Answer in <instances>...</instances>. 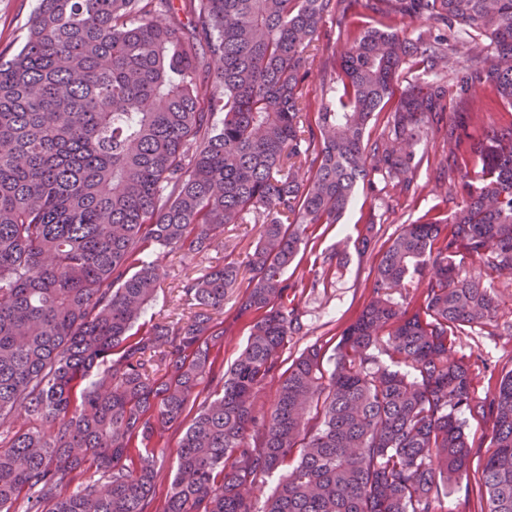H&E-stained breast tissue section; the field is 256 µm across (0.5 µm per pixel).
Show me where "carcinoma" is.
<instances>
[{
	"label": "carcinoma",
	"mask_w": 512,
	"mask_h": 512,
	"mask_svg": "<svg viewBox=\"0 0 512 512\" xmlns=\"http://www.w3.org/2000/svg\"><path fill=\"white\" fill-rule=\"evenodd\" d=\"M184 8L188 30L172 0H39L23 44L0 50V429L44 423L0 446V512H153L155 439L184 421L162 512H438L470 462L461 415L484 413L454 338L494 318L483 279L512 275V0ZM327 16L343 44L316 98L307 60ZM405 65L424 78L397 97ZM475 108L508 118L475 136ZM434 131L454 208L380 251L332 355L314 345L279 371L303 330L283 275L310 230L361 185L416 192ZM249 217L263 231L247 261L188 281L196 311L136 335L161 279L153 252H200ZM376 224L364 216L362 247ZM243 266L250 335L223 371L211 311ZM203 384L214 397L191 415ZM492 412L485 512H512V373ZM276 471L257 506L250 490ZM278 378L269 380L256 394L254 401V410L257 417L261 420L263 416L270 413L271 408L277 397Z\"/></svg>",
	"instance_id": "1"
}]
</instances>
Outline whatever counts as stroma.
<instances>
[{
    "mask_svg": "<svg viewBox=\"0 0 512 512\" xmlns=\"http://www.w3.org/2000/svg\"><path fill=\"white\" fill-rule=\"evenodd\" d=\"M37 0H0V49L18 48L27 32V22ZM426 150L428 163L415 172L418 193L405 200L391 199L389 206L366 190H358L352 208L339 224L316 228V250L299 255L286 276L292 283L294 305L304 329L290 336L281 353L282 366H289L312 345L333 351L340 334L360 314L371 293L374 268L381 246L395 236L401 226L416 220L430 209H445L444 188L438 178L437 162L443 153V141L431 134ZM375 210L381 217L380 231L369 249L355 244V222L360 213ZM258 224H233L225 229L218 243L203 253L160 249L156 252L163 276L144 315L148 321L176 323L188 308L181 299L183 284L204 274L224 261L244 262L261 235ZM331 255L332 265L321 278H314L311 268L316 254ZM249 272H242L234 288L224 297L223 308L214 311L213 318L224 326V345L217 362L230 364L245 346L250 327L247 319L237 314V298L248 284ZM496 300L495 318L491 325L469 328L457 336L454 354L471 366V391L475 400L490 404L502 377L512 373V279L491 281ZM493 430L492 414L467 418L466 431L472 456L466 475L448 490L443 512H482L484 503L479 496L483 462L488 453Z\"/></svg>",
    "mask_w": 512,
    "mask_h": 512,
    "instance_id": "obj_1",
    "label": "stroma"
}]
</instances>
